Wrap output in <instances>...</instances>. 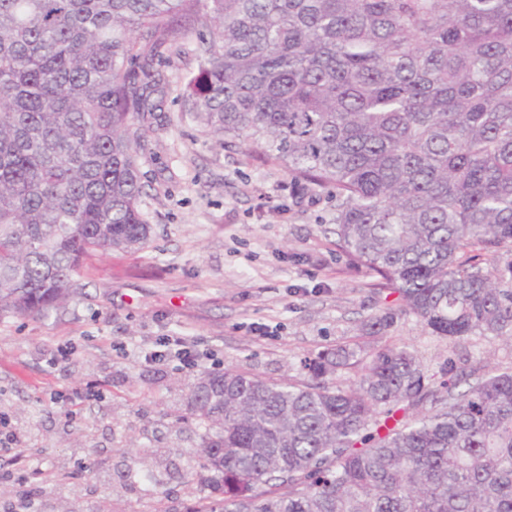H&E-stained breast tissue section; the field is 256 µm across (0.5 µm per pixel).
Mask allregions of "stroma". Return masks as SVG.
<instances>
[{
    "instance_id": "1",
    "label": "stroma",
    "mask_w": 512,
    "mask_h": 512,
    "mask_svg": "<svg viewBox=\"0 0 512 512\" xmlns=\"http://www.w3.org/2000/svg\"><path fill=\"white\" fill-rule=\"evenodd\" d=\"M161 68L170 91L139 157L145 248L89 258L81 296L48 317L0 320V416L23 439L19 450L0 449V498L15 512H147L158 490L171 512H184L207 494L186 474L204 430L176 421L198 371L302 382V358L398 305L337 252L325 193L183 117L195 57L168 54ZM166 336L193 341L198 368L145 360ZM387 339L409 345L432 373L451 353L512 365L501 340L472 336L451 348L411 316ZM61 389L77 392L76 418L51 402ZM18 451L43 468L26 487L7 476Z\"/></svg>"
}]
</instances>
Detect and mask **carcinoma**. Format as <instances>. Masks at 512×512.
Listing matches in <instances>:
<instances>
[{
	"label": "carcinoma",
	"mask_w": 512,
	"mask_h": 512,
	"mask_svg": "<svg viewBox=\"0 0 512 512\" xmlns=\"http://www.w3.org/2000/svg\"><path fill=\"white\" fill-rule=\"evenodd\" d=\"M201 29L182 111L335 197L336 250L400 301L360 336L408 315L512 344V0H0V319L143 249L137 122ZM300 364L191 385L187 474L214 496L187 512H512V366L450 356L437 382L358 340Z\"/></svg>",
	"instance_id": "obj_1"
}]
</instances>
